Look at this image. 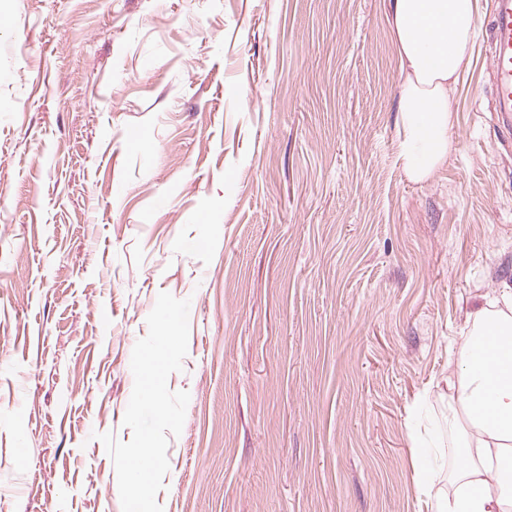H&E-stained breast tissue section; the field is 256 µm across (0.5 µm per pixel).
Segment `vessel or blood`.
I'll list each match as a JSON object with an SVG mask.
<instances>
[{
  "label": "vessel or blood",
  "mask_w": 512,
  "mask_h": 512,
  "mask_svg": "<svg viewBox=\"0 0 512 512\" xmlns=\"http://www.w3.org/2000/svg\"><path fill=\"white\" fill-rule=\"evenodd\" d=\"M487 40L495 110L512 137V0H493Z\"/></svg>",
  "instance_id": "vessel-or-blood-1"
}]
</instances>
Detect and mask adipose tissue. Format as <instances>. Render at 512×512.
<instances>
[{"label":"adipose tissue","instance_id":"obj_1","mask_svg":"<svg viewBox=\"0 0 512 512\" xmlns=\"http://www.w3.org/2000/svg\"><path fill=\"white\" fill-rule=\"evenodd\" d=\"M389 12L402 73L398 160L410 181L422 183L458 148L451 92L472 56L477 0H390ZM448 387L457 401L448 415L458 460L454 488L437 491L425 467L419 484L433 493L435 512H512V286L468 319ZM490 470L500 491L488 486Z\"/></svg>","mask_w":512,"mask_h":512}]
</instances>
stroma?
Returning a JSON list of instances; mask_svg holds the SVG:
<instances>
[{"label": "stroma", "instance_id": "stroma-1", "mask_svg": "<svg viewBox=\"0 0 512 512\" xmlns=\"http://www.w3.org/2000/svg\"><path fill=\"white\" fill-rule=\"evenodd\" d=\"M478 0L457 152L397 159L388 0H0V512H122L131 355L190 302L163 512H435L450 365L512 285Z\"/></svg>", "mask_w": 512, "mask_h": 512}]
</instances>
